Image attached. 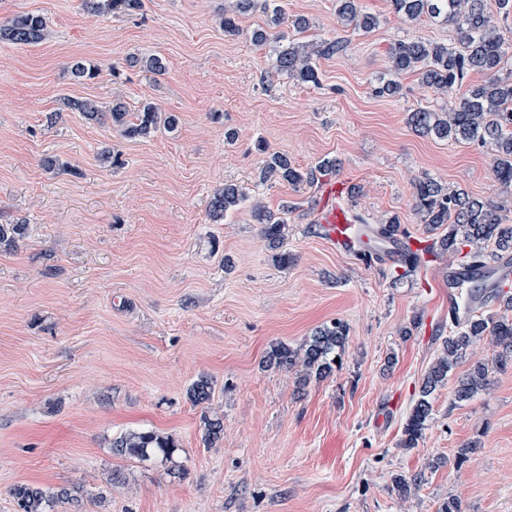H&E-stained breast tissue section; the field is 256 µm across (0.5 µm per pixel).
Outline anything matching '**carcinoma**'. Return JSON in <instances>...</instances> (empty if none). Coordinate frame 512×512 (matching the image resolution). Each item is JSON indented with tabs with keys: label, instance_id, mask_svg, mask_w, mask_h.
<instances>
[{
	"label": "carcinoma",
	"instance_id": "carcinoma-1",
	"mask_svg": "<svg viewBox=\"0 0 512 512\" xmlns=\"http://www.w3.org/2000/svg\"><path fill=\"white\" fill-rule=\"evenodd\" d=\"M271 0H234L231 8L224 10V34L236 36L240 28L236 17L256 10L267 15L268 25L277 27L284 20L278 6L270 7ZM396 13L411 22L428 19L435 23L453 24L458 34L460 47L450 48L443 43L423 39L399 40L389 51L391 77L377 78L375 94L397 95L401 90L396 76L416 72L423 85L441 93H448L463 85L472 72H481L486 80L466 90L459 104L445 112L416 109L409 113L408 122L422 134L440 140L454 142H477L491 147L495 155L494 175L499 184L512 186V75H500L502 63L512 44L501 33L494 22V15L487 0H392ZM90 10L104 7L125 13L141 8V0H85ZM336 15L344 25L354 24L363 29L377 25L378 19L359 9L358 0H336ZM47 35L45 18L27 13L14 17L6 26L0 27V37L17 44H37ZM254 46L262 47L275 43L273 70L303 83L319 84L316 61L333 56L344 50L342 41L335 39L320 42H294L285 33L272 34L266 28H257L251 33ZM131 64L146 71L161 74L166 66L158 56L134 57ZM71 107L82 112L89 120L110 117L112 125L121 129L128 138L145 137L159 127L169 130L177 126L175 115L162 112L152 103L130 114L126 108L115 103L103 110L92 100H74ZM334 160L324 159L317 166L306 170L295 167L288 156L273 152L266 154L258 178L262 183L285 181L293 186L313 184L319 177L336 171ZM244 200V193L232 184L214 196L212 212L216 218L234 211ZM413 207L422 223L428 225L432 234L431 244L424 252L437 259L466 254L475 264L480 260L491 261L512 250V224L504 223L500 208L491 202L474 198L461 190L450 191L440 182L425 177L415 183ZM288 203L276 210L263 206L253 209V218L262 225V234L271 247L279 248L285 239ZM24 224H0V245H10L24 235ZM399 216H391L377 227V234L394 239L400 233ZM471 295L494 300L504 310H512V296L502 290L484 292L478 288ZM348 335L347 326L341 321L324 325L314 331L298 348L287 344L275 346L267 357L268 366L290 371L301 368L304 377L323 378L337 366L335 359L341 357ZM488 337L491 343L502 349L496 356L499 368L512 360V319L505 315H490L474 312L467 322L455 326L452 336L444 341L443 354L431 366L423 379L419 397L415 400L404 427L401 446L414 448L422 439L433 411L432 394L437 387L448 381V376L466 357L469 348L477 341ZM489 365L478 361L457 379L454 399L457 403L471 400L484 390L488 383ZM212 383L201 377L189 388L188 395L195 405L210 400ZM203 441L211 447L219 441L224 430L222 419L203 416ZM112 453L132 458H148L160 455L169 459L175 451L174 442L153 431H129L112 440ZM423 475L397 476L393 488L400 497H407L421 485ZM12 495L20 512H52L61 503L81 506L82 492L78 488L50 491L38 485L21 484L13 488Z\"/></svg>",
	"mask_w": 512,
	"mask_h": 512
}]
</instances>
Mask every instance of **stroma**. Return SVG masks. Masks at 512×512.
<instances>
[{"label": "stroma", "instance_id": "obj_1", "mask_svg": "<svg viewBox=\"0 0 512 512\" xmlns=\"http://www.w3.org/2000/svg\"><path fill=\"white\" fill-rule=\"evenodd\" d=\"M228 4L142 0L120 14L0 0V25L26 13L48 25L37 44L0 39V224L26 227L0 248V512H17L21 483L80 488L81 508L55 512H436L451 496L462 512H512V365L461 404L453 384L438 388L422 440L400 445L451 332L448 267L460 258L393 281L389 266L317 234L319 185L257 179L267 149L303 169L333 158L365 223L395 214L425 234L412 183L428 176L501 206L512 224L492 151L406 122L417 108L448 110L461 90L437 94L407 73L399 96L373 93L394 42L454 47L455 27L361 0L378 19L363 30L340 23L336 0H283L288 19L310 22L301 40L346 45L318 59L314 86L275 74L271 47L252 44L265 14L238 16L240 35H225ZM149 55L163 74L130 66ZM77 60L95 78H75ZM84 99L130 112L151 101L178 125L131 139L71 109ZM49 157L61 167L45 168ZM227 184L249 200L216 222L211 202ZM256 203L287 205V263L252 219ZM336 319L349 333L331 375L303 384L266 366L273 346L299 347ZM203 376L213 393L197 406L187 390ZM205 414L224 420L211 448ZM130 430L178 450L168 462L113 455ZM471 441V461L450 465ZM419 471L425 483L400 498L393 478Z\"/></svg>", "mask_w": 512, "mask_h": 512}]
</instances>
